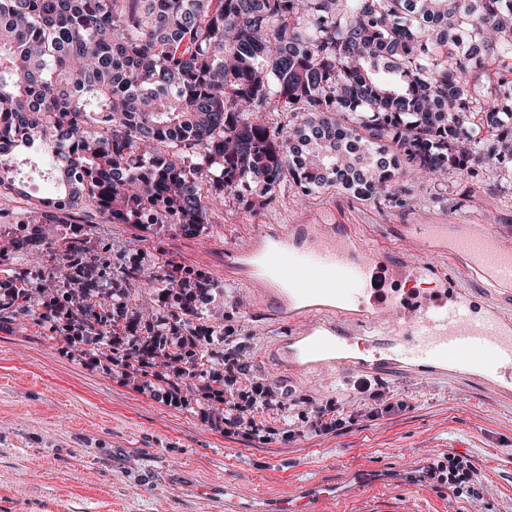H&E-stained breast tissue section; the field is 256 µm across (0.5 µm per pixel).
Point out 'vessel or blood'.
Masks as SVG:
<instances>
[{
    "instance_id": "b4317fda",
    "label": "vessel or blood",
    "mask_w": 512,
    "mask_h": 512,
    "mask_svg": "<svg viewBox=\"0 0 512 512\" xmlns=\"http://www.w3.org/2000/svg\"><path fill=\"white\" fill-rule=\"evenodd\" d=\"M403 238L418 242L417 257L366 246L340 224H269L247 247L225 244L224 272L253 287L261 309L287 326L275 347L290 369L453 370L511 399L512 315L443 276L439 259L482 287L512 288V246L484 224H408ZM423 278L435 281L424 295L412 288ZM338 498L335 486L308 483L267 512H323Z\"/></svg>"
}]
</instances>
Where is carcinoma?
<instances>
[{"instance_id": "cac0c4a2", "label": "carcinoma", "mask_w": 512, "mask_h": 512, "mask_svg": "<svg viewBox=\"0 0 512 512\" xmlns=\"http://www.w3.org/2000/svg\"><path fill=\"white\" fill-rule=\"evenodd\" d=\"M21 156L55 191L10 245L61 263L0 271V313L218 426L213 278L155 267L146 319L118 286L141 268L106 250L79 265L80 239L40 225L89 209L192 235L289 182L405 208L412 173L512 169V0H0V212L25 194Z\"/></svg>"}]
</instances>
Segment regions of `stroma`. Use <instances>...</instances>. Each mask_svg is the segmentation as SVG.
<instances>
[{
	"label": "stroma",
	"instance_id": "obj_1",
	"mask_svg": "<svg viewBox=\"0 0 512 512\" xmlns=\"http://www.w3.org/2000/svg\"><path fill=\"white\" fill-rule=\"evenodd\" d=\"M500 179L475 184L448 176L447 189L422 182L404 209L362 203L342 192L304 196L285 186L264 211L227 200L192 236L153 226L98 223L92 211L43 230L84 235L86 256L108 247L138 262L129 280L150 292L157 265L210 273L224 294L213 305L224 333L245 348L254 375L299 400L301 411L335 403L359 412L354 376L296 373L269 354L284 326L248 314L244 283L224 273V245H246L266 224H346L367 244H398L405 224H486L512 245V205L493 207ZM383 391L406 411L359 417L341 433H289L280 413L256 419L273 435L214 427L203 408L175 405L135 389L120 369L74 355L64 341L0 315V512H215L224 487L238 484L262 508L305 481L336 484L340 512H512V406L463 379L385 373ZM471 458L483 487L479 500L455 496L429 477L448 454Z\"/></svg>",
	"mask_w": 512,
	"mask_h": 512
}]
</instances>
